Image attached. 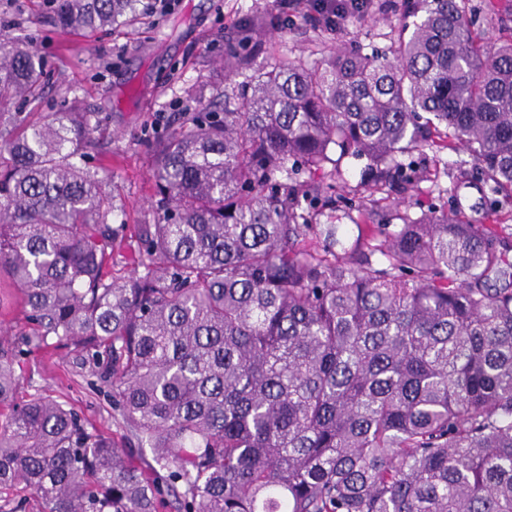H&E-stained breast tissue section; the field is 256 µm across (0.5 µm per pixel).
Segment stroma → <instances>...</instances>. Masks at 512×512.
Listing matches in <instances>:
<instances>
[{
    "instance_id": "1",
    "label": "stroma",
    "mask_w": 512,
    "mask_h": 512,
    "mask_svg": "<svg viewBox=\"0 0 512 512\" xmlns=\"http://www.w3.org/2000/svg\"><path fill=\"white\" fill-rule=\"evenodd\" d=\"M404 0H382L381 8L364 22L348 21L338 33L296 19L282 26L266 43V58L286 55L308 62L331 52L358 46L365 53L388 54L396 36ZM273 0H178L164 17H151L113 32H66L54 24L48 10L33 0H0V33L34 46L57 81L33 113L42 118L57 111L62 100L77 98L95 115L102 148L93 163L114 175L120 186L125 220L139 224L150 209L153 178L146 137L155 130L169 131L168 115L192 105L188 89H196L201 103L224 91L219 68L224 50L275 12ZM464 150L426 149L402 155V162L437 176L408 186H396L388 203L399 213L419 217L428 207L460 208L478 224L488 223L474 164ZM364 160H348L338 181L335 208H323L318 222L329 220L352 228L366 222L359 206L366 194L360 185ZM20 395H51L65 400L99 428L123 436L112 401L81 373L65 355L34 351L22 358Z\"/></svg>"
}]
</instances>
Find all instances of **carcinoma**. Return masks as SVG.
<instances>
[{"label":"carcinoma","instance_id":"cac0c4a2","mask_svg":"<svg viewBox=\"0 0 512 512\" xmlns=\"http://www.w3.org/2000/svg\"><path fill=\"white\" fill-rule=\"evenodd\" d=\"M63 30L105 31L144 0H47ZM395 60L339 50L253 66L226 48L223 108L147 140L152 219L117 224L89 165L93 113L41 122L29 44L0 45V512H512V264L498 225L455 210L317 224L347 158L384 192L397 156L465 148L512 199L511 32L468 0H406ZM134 268L113 272L117 245ZM492 272L505 284L487 288ZM72 356L152 461L65 402L17 401L24 350ZM470 7L477 15L476 27L480 29L488 41H496L507 34L499 30L489 0H470Z\"/></svg>","mask_w":512,"mask_h":512}]
</instances>
